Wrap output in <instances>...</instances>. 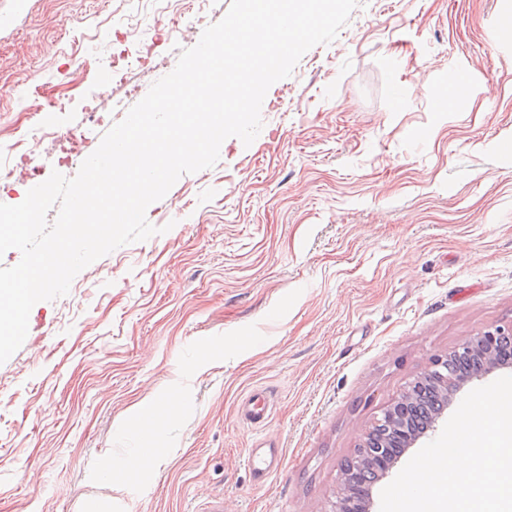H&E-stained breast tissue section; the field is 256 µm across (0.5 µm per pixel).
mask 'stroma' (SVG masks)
<instances>
[{
  "label": "stroma",
  "instance_id": "stroma-1",
  "mask_svg": "<svg viewBox=\"0 0 512 512\" xmlns=\"http://www.w3.org/2000/svg\"><path fill=\"white\" fill-rule=\"evenodd\" d=\"M230 0H0V160L41 123H87L99 63L152 43L170 73ZM512 0H359L337 38L274 83L251 145L183 175L121 246L36 303L0 364V512H328L383 408L445 354L512 321ZM65 95L47 112L48 94ZM451 99L447 109L439 101ZM177 394L132 455L147 396ZM266 397L263 431L244 423ZM279 441L254 482L245 459ZM281 457L282 449L263 439L252 448L246 462L255 480L262 483L276 470ZM155 463H156V455H155L154 451H151L148 453L139 454L138 458H136L134 460H130L128 462L119 461V462H117L115 467L113 465L112 470L113 471L120 470V471L114 472V474L121 478L132 479L136 475L134 473H131V472H128V471L122 470V469L132 470V468H135V469H138L139 471L140 470H148V469L152 468L155 465Z\"/></svg>",
  "mask_w": 512,
  "mask_h": 512
}]
</instances>
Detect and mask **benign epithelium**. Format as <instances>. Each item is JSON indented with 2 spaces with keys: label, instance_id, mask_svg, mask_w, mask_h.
<instances>
[{
  "label": "benign epithelium",
  "instance_id": "obj_1",
  "mask_svg": "<svg viewBox=\"0 0 512 512\" xmlns=\"http://www.w3.org/2000/svg\"><path fill=\"white\" fill-rule=\"evenodd\" d=\"M506 336L512 338V322L490 326L463 341L447 354L435 358L431 367L410 381L398 397L386 405L381 418L365 432L359 444L360 448H366L368 452L343 464L340 488L336 501L331 503V512H372L373 485L392 472L402 454L428 431L434 430L456 393L475 379L512 366L511 361H504L497 355V348ZM462 354L477 356L480 360L477 369L461 376L448 374V360ZM429 382H435L441 387L445 397L442 409L430 418L424 429L409 432L405 424L409 405L420 388Z\"/></svg>",
  "mask_w": 512,
  "mask_h": 512
}]
</instances>
